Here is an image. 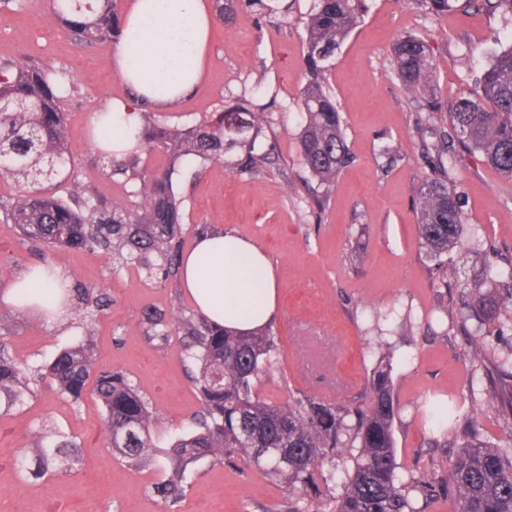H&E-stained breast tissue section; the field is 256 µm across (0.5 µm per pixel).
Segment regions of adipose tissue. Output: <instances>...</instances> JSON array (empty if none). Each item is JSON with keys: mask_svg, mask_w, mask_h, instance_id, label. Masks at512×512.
Here are the masks:
<instances>
[{"mask_svg": "<svg viewBox=\"0 0 512 512\" xmlns=\"http://www.w3.org/2000/svg\"><path fill=\"white\" fill-rule=\"evenodd\" d=\"M215 15L208 0H128L121 21L137 52L119 43L112 67L133 98L108 104L113 153L138 148L145 110L168 112L200 86ZM181 286L196 311L237 335L267 328L278 313V279L266 251L231 232L196 236L183 258Z\"/></svg>", "mask_w": 512, "mask_h": 512, "instance_id": "1", "label": "adipose tissue"}]
</instances>
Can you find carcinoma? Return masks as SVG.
I'll use <instances>...</instances> for the list:
<instances>
[{"mask_svg": "<svg viewBox=\"0 0 512 512\" xmlns=\"http://www.w3.org/2000/svg\"><path fill=\"white\" fill-rule=\"evenodd\" d=\"M427 13L443 15L475 9L490 19L512 20V0H414ZM367 0H313L303 18L306 66L301 88L304 121L299 136L303 167L322 191L313 201L324 207L336 178L349 163L340 113L329 89L331 60L358 26ZM51 14L83 46L112 42L121 35L117 0H51ZM396 78L417 104L414 126L431 176L418 192L420 237L435 262L439 282L454 280L461 291L462 335L467 356L489 364L490 388L482 390L483 409L512 418V349L500 348L504 327L512 324V254L491 248L473 279H460L448 266V251L468 247L474 237L453 185L456 147L478 152L512 179V40L495 52L476 93L442 112L437 69L430 46L405 35L392 50ZM72 86L66 73L32 57L0 59V157L9 166L11 195L0 199V220L29 239L48 246L76 247L112 256L117 265L178 272L183 248L180 201L171 170L146 172L141 155L165 153L174 166L184 159L220 162L238 149L233 170L252 174L273 163L275 142L260 140L272 125L265 110L243 94L189 129L177 124H143L140 151L111 157L112 175L134 187L130 208L103 206L88 194L75 168L67 139L63 95ZM69 184V196L56 188ZM40 318L88 315L65 283L45 290L32 307ZM146 334L164 342L171 329L182 333V352L197 365L193 377L202 404L197 429L176 438L168 451L166 476L153 493L171 506L184 496L192 465L203 457L229 463L250 461L293 487L290 512H309L322 501L321 487L336 482V449L353 460L343 471L341 492L330 497L329 512H427L441 497L457 503L454 512H512V426L507 444L481 440L475 422L451 402L431 410L433 431L453 435L452 457L444 467H424L409 484L399 482L392 429L395 400L391 372L394 353L383 352L368 379L364 405L331 407L311 398L273 403L259 397L255 380L273 372L278 345L264 329L237 336L196 313L170 325L156 311L143 316ZM51 380L78 401L86 389L103 411L108 447L131 467L153 459L156 417L148 402L121 372L100 369L87 342L65 349L46 365L13 359L0 343V406L9 411L31 394L30 380ZM26 471L40 478L69 472L78 463L75 444L48 429ZM328 468H323V465Z\"/></svg>", "mask_w": 512, "mask_h": 512, "instance_id": "cac0c4a2", "label": "carcinoma"}]
</instances>
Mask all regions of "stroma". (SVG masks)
<instances>
[{
    "instance_id": "obj_1",
    "label": "stroma",
    "mask_w": 512,
    "mask_h": 512,
    "mask_svg": "<svg viewBox=\"0 0 512 512\" xmlns=\"http://www.w3.org/2000/svg\"><path fill=\"white\" fill-rule=\"evenodd\" d=\"M16 4L0 12V59L30 55L68 72L74 88L63 109L72 154L106 205H132L121 181L100 173L91 127L95 112L130 95L112 70V43L76 44L52 18L49 0ZM310 7L311 0H293L283 20L241 5L216 19L204 83L175 111L147 118L187 127L234 104L243 88H273L259 102L277 134L276 168L240 175L232 170L231 153L221 162L178 167L173 182L183 200L184 239L193 243L199 224L230 229L260 244L272 260L280 312L270 330L280 358L276 371L258 382L263 398L279 403L304 393L336 405L361 400L382 345L392 346L397 475L406 483L417 463L442 465L449 457V449L429 447L424 409L448 394L471 406L472 364L457 334L458 291L437 287L419 235L415 202L430 170L415 147L413 107L391 71L390 49L405 34L431 44L439 96L449 109L472 95L475 77L499 42L512 39V30H493L479 12L436 18L413 0H367L329 76L352 161L318 215L307 195L292 198L283 188L284 175L304 172L298 99L305 67L301 19ZM386 145L400 147V158L384 155ZM454 179L475 238L512 250V180L477 153L464 155ZM43 260L72 286L108 296L109 308L89 327L77 319L50 326L0 304V340L18 361L36 363L91 334L98 366L123 371L156 414V450L150 466L130 467L108 448L93 397L76 403L49 384L33 383L24 407L0 413V512H49L54 504L67 512H288L287 483L255 466L211 457L195 465L176 509L154 495L170 441L192 427L202 405L180 338H150L142 319L155 310L175 321L193 313L192 300L179 280L155 283L85 249L46 251L23 241L14 225L0 223V291ZM47 426L74 437L80 463L68 474L22 479L15 459L20 450L35 452Z\"/></svg>"
}]
</instances>
